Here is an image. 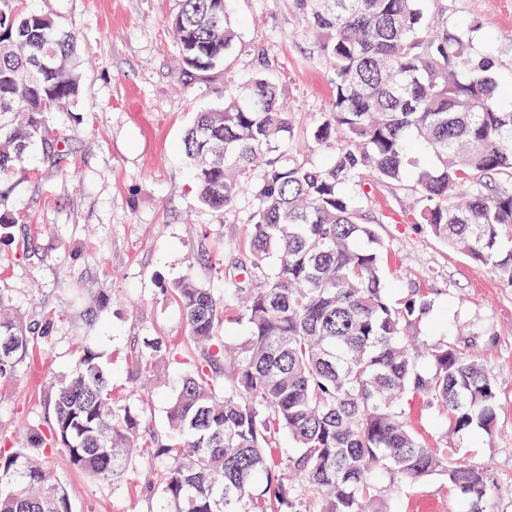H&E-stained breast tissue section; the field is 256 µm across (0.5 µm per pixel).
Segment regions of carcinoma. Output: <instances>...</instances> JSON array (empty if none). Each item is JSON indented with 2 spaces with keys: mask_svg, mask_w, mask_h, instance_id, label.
Wrapping results in <instances>:
<instances>
[{
  "mask_svg": "<svg viewBox=\"0 0 512 512\" xmlns=\"http://www.w3.org/2000/svg\"><path fill=\"white\" fill-rule=\"evenodd\" d=\"M14 2L0 0V236L18 223L9 180L25 171L32 146L49 162L62 152L64 141L46 137V118L81 93L78 36ZM181 2L170 25L183 63L223 66L237 41L226 0ZM425 2L296 0L335 75L332 112L312 131L330 152L325 164L293 154L288 113L266 77L197 113L187 130L200 201L226 212L243 193L253 198L250 255L235 262L250 286L229 276L218 296L191 281L161 285L182 312L185 345L156 342L131 355L135 381L160 362L187 366L166 433L154 439L163 469L150 463L145 472L162 512H384L377 471L392 483L444 475L474 508L486 496V471L427 447L401 400L426 396L448 411L454 433H488L495 386L476 353L410 335L431 301L416 291L392 301L384 243L353 192L374 174L414 194L421 206L408 223L512 287V102L500 95L490 55L472 54V29L435 20ZM461 185L471 191L459 205L448 193ZM226 310L244 328L236 345L224 342ZM49 328L50 319L31 321L0 296V381L18 374ZM50 385L48 432L0 453V512H73L35 454L42 446L114 484L145 464V409L113 397L97 351L82 348ZM284 431L297 443L293 455L277 446Z\"/></svg>",
  "mask_w": 512,
  "mask_h": 512,
  "instance_id": "cac0c4a2",
  "label": "carcinoma"
}]
</instances>
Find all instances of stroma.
I'll return each mask as SVG.
<instances>
[{
    "mask_svg": "<svg viewBox=\"0 0 512 512\" xmlns=\"http://www.w3.org/2000/svg\"><path fill=\"white\" fill-rule=\"evenodd\" d=\"M79 33L82 95L71 109L50 114L47 132L68 138L66 152L48 164L33 149L14 179L9 207L24 221L0 240V293L27 319L53 315L10 381L0 383V449L52 414L49 379L68 372L77 346L99 351L112 389L135 406L150 398L145 427L163 434L166 410L184 367L162 364L150 394L131 381L132 346L182 343L179 307L161 285L189 280L224 292V268L250 251L253 199L230 211L202 206L182 141L197 112L219 107L236 87L262 75L273 81L294 128L293 148L305 162H326L310 132L330 112L334 74L309 17L295 0H227L238 39L222 67L196 72L182 62L167 21L180 0H18ZM433 16L473 28L476 55L491 54L503 97L512 96V0H428ZM368 222L387 253L385 280L393 301L419 290L431 301L417 322L420 342L452 339L474 345L497 393L491 432L448 435L439 405L405 396L410 428L427 446L447 449L462 465L485 468L490 490L482 512H512V288L495 271L468 258L424 226L403 224L414 196L370 179L358 190ZM109 294L107 308L96 307ZM49 461L67 487L74 512H160L140 472L112 485L74 470L64 449ZM381 483L390 484L388 476ZM386 512H468L446 477L390 484Z\"/></svg>",
    "mask_w": 512,
    "mask_h": 512,
    "instance_id": "obj_1",
    "label": "stroma"
}]
</instances>
